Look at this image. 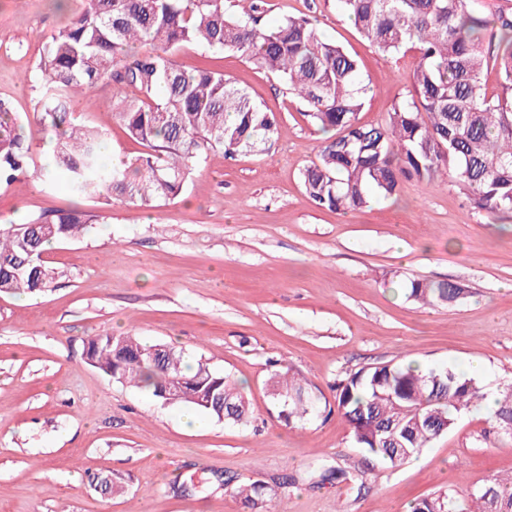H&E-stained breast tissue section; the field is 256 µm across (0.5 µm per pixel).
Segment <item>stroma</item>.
<instances>
[{
    "label": "stroma",
    "mask_w": 512,
    "mask_h": 512,
    "mask_svg": "<svg viewBox=\"0 0 512 512\" xmlns=\"http://www.w3.org/2000/svg\"><path fill=\"white\" fill-rule=\"evenodd\" d=\"M53 0H0V99L18 113L36 165L50 134L33 115L40 53L68 13ZM265 18L315 20L360 65L370 92L358 119L381 124L410 88L413 53L387 56L363 39L336 0H263ZM184 69L224 71L275 113L270 150L214 152L181 193L147 209L78 197L34 175L0 185V225L78 210L91 231L53 243L61 273L37 294H0V512H249L235 482L275 490L272 512H408L446 493L467 498L512 473V445L486 438L475 407L428 448L392 467L351 442L339 414L285 425L266 380L288 365L334 404L338 379L407 358L424 368L479 363L485 391L512 384V219L472 207L450 175L402 179L395 197L360 211L317 206L301 183L325 134L275 75L244 58L186 46ZM68 121L100 128L113 153L144 151L113 117L112 85L74 101ZM411 279L451 281L442 307L405 297ZM109 332L182 351L245 388L236 424L166 406L87 363L83 343ZM327 468L342 482H321Z\"/></svg>",
    "instance_id": "obj_1"
}]
</instances>
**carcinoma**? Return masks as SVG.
<instances>
[{
  "mask_svg": "<svg viewBox=\"0 0 512 512\" xmlns=\"http://www.w3.org/2000/svg\"><path fill=\"white\" fill-rule=\"evenodd\" d=\"M230 15L224 0H84V7L46 43L38 63L36 119L58 140L56 163L39 171L49 184L65 181L83 197L150 207L181 193L193 167L212 152L230 158L272 144L274 113L209 68L186 70L175 53L189 44L240 55L278 76L322 131L338 135L320 146L319 163L301 180L318 206L334 211L367 206L371 194L395 196L403 177L434 183L450 172L474 208L512 214V13L490 20L468 0H337L365 40L390 56L415 53L411 88L383 124L357 114L366 101L357 60L326 41L314 22L288 16L260 24V0ZM496 68L500 90L488 95L483 74ZM112 82L116 112L127 135L148 148L124 168L104 163V133L66 122L73 98ZM29 148L11 110L0 102V181L28 170ZM92 228L86 215L58 211L0 228V293L44 292L57 269L40 259L53 241ZM407 298L450 305L463 295L448 281L413 279ZM90 365L116 382L148 392L165 405H185L216 420L249 419L242 387L206 363L183 365L180 353L132 335L90 337ZM267 385L287 424L319 410L312 385L286 366ZM336 410L351 427L355 448L393 466L448 433L461 414L483 400L475 377L451 368L426 371L406 359L349 374L336 386ZM494 440L512 444V386L490 412ZM238 494L252 512H269L272 490L251 482ZM412 512H512V477L493 478L469 499L424 498Z\"/></svg>",
  "mask_w": 512,
  "mask_h": 512,
  "instance_id": "1",
  "label": "carcinoma"
}]
</instances>
